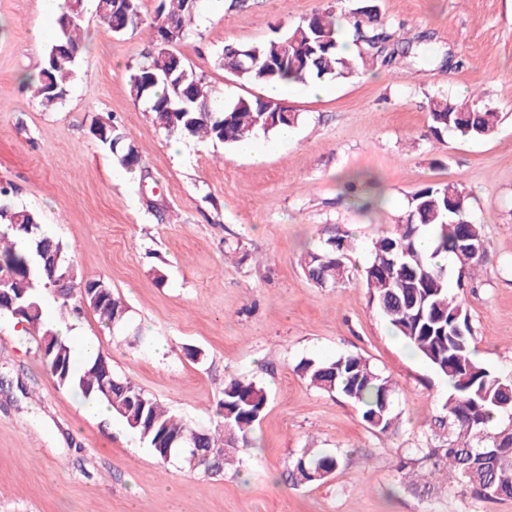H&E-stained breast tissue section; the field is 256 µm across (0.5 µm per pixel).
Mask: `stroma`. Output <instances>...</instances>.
<instances>
[{"instance_id":"1","label":"stroma","mask_w":512,"mask_h":512,"mask_svg":"<svg viewBox=\"0 0 512 512\" xmlns=\"http://www.w3.org/2000/svg\"><path fill=\"white\" fill-rule=\"evenodd\" d=\"M330 3L339 14L374 7L387 31L423 37L434 56L370 64L326 95L286 98L300 115L295 138L257 159L200 140L172 152L129 93L146 30L115 35L92 12L70 91L44 109L29 79L53 40L33 31L55 27L59 8L0 0V189L38 213L80 279L108 282L130 307L124 330L109 332L89 311L70 329L189 424H215L231 379H253L267 395L240 474L163 464L118 419L89 416L43 365L36 330L2 314L0 512H512V499L478 501L454 482L426 495L401 484L396 464L431 437L448 382L394 336L363 278L373 241L413 193L464 188L491 250L464 294L474 345L485 367L512 375V0H200L178 50L216 96L262 95L221 68L225 44L264 40ZM434 96L477 97L501 121L482 138L436 140ZM107 114L131 133L144 174L114 180L118 165L91 133ZM328 224L355 248L349 278L321 288L299 258ZM348 354L398 388L401 419L386 433L296 371L304 359ZM306 450L341 456L325 483L289 481V458Z\"/></svg>"}]
</instances>
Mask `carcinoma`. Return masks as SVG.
<instances>
[{
	"label": "carcinoma",
	"mask_w": 512,
	"mask_h": 512,
	"mask_svg": "<svg viewBox=\"0 0 512 512\" xmlns=\"http://www.w3.org/2000/svg\"><path fill=\"white\" fill-rule=\"evenodd\" d=\"M99 17L115 34L143 25L141 0H98ZM197 8L186 0H158L155 16L146 25L150 52L128 76L131 97L146 104L152 123L168 136L210 140L233 147L282 126L298 123L299 114L281 102L260 96L214 99L204 78L181 57L183 40ZM83 0H61L58 37L45 55L37 79V94L45 107L60 104L69 90L76 60L55 47H81ZM340 29L332 7L319 8L284 31L256 44H227L219 62L236 80L270 85L280 80L305 83L347 79L366 61L393 64L407 57L412 41H401L380 28L373 10L357 9L351 23V41L357 57L339 51ZM430 133L437 139L450 133L460 138L490 135L499 113L486 105L462 106L445 98L429 100ZM91 132L103 149L124 169H140V157L130 132L107 117ZM471 226L483 243L476 253L461 241V224ZM427 233L433 249L421 250L416 238ZM353 249L351 235L334 224L322 230L321 245L302 256V268L320 287H332L347 273ZM489 247L482 224L470 214L468 197L454 184L427 186L414 193L401 223L373 244V257L364 270L369 299L392 332L436 373L451 381L438 426L448 427V442L417 448L397 464L402 482L429 493L441 478L460 483L476 500L512 498V424L500 418L512 410V376L495 373L474 359L473 327L460 290L464 279L483 267ZM450 255L459 265L457 287H448ZM0 314L26 322L40 333L39 350L46 369L57 383L105 404L145 442L158 460L165 448L172 459L192 470L220 474L239 462L251 447V432L264 412L267 395L255 381L240 377L224 384L216 403L219 421L212 427H192L112 369L102 353L81 368L74 365L71 344L59 336L54 322L43 318V293L59 303L61 314L95 313L104 327L122 329L129 307L102 280L82 282L62 242L44 233L38 215L0 199ZM297 371L309 384L334 394L360 409L362 419L384 433L399 419L394 407L396 389L364 357L348 354L335 359H306ZM340 458L307 451L288 461V476L296 486L323 483L329 465Z\"/></svg>",
	"instance_id": "cac0c4a2"
}]
</instances>
